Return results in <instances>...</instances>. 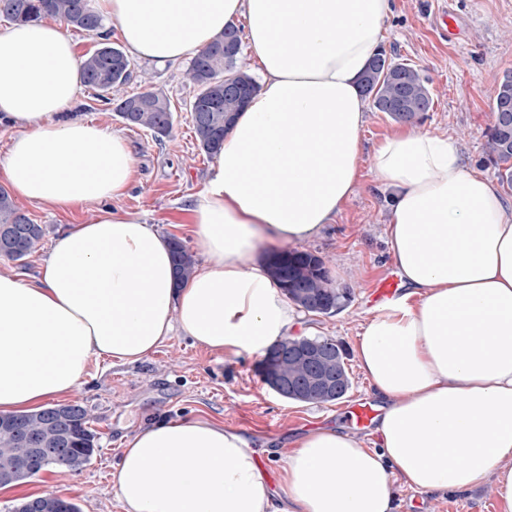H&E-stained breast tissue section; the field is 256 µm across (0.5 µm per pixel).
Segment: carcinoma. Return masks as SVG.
Instances as JSON below:
<instances>
[{
  "mask_svg": "<svg viewBox=\"0 0 512 512\" xmlns=\"http://www.w3.org/2000/svg\"><path fill=\"white\" fill-rule=\"evenodd\" d=\"M0 16L11 21L38 22L46 18L60 19L68 26L104 38L100 33V19L86 7L85 0H0ZM242 30L227 29L208 46L199 50L183 72V81L194 88L189 101L195 139L208 156L217 152L224 141L226 116L236 119L244 104L224 97V82L239 84L247 95L258 85L241 65ZM133 77V63L127 54L109 42L102 41L82 61V84L102 101L115 104V110L128 126L147 129L156 138L170 135L173 128V110L168 96L144 82L143 91L129 95L125 91ZM428 80L411 64L393 61L386 69L369 64L361 84L364 94L370 96L374 107L386 113L397 123H410L430 110L432 94ZM512 104V76L507 74L498 83L495 95L493 121L487 130L486 150L490 160L498 167L501 182L512 187V122L499 119L500 108ZM24 225L27 235L17 248V254L8 260H20L30 255L45 235V228L33 222L10 192L0 187V231ZM176 280L187 279L194 271L196 260L188 246L179 239L172 242ZM291 262L305 283L303 288L286 286L284 261ZM267 272L289 300L304 307L303 299H316L319 309L306 308L308 313L331 314L349 301L350 293L333 286L325 259L316 250L286 249L267 259ZM291 381L306 375L307 366L299 358L290 357L277 365ZM327 368L336 376L343 390L351 381L343 360L331 355ZM30 430L41 435L45 442L34 467L25 468L21 458L27 450L15 443L12 434L0 429V486H6L38 475L49 466L80 469L95 452V435L90 429V414L77 405V414L69 423L60 426L38 416V413L17 414Z\"/></svg>",
  "mask_w": 512,
  "mask_h": 512,
  "instance_id": "cac0c4a2",
  "label": "carcinoma"
}]
</instances>
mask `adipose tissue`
<instances>
[{
    "instance_id": "ef3b65f1",
    "label": "adipose tissue",
    "mask_w": 512,
    "mask_h": 512,
    "mask_svg": "<svg viewBox=\"0 0 512 512\" xmlns=\"http://www.w3.org/2000/svg\"><path fill=\"white\" fill-rule=\"evenodd\" d=\"M128 55L175 64L235 18L259 88L211 158L190 209L202 264L176 283L169 240L112 209L132 182L125 137L72 115L82 61L63 22L0 31V160L16 198L89 216L37 278L0 271V415L71 395L92 361L135 364L173 334L219 357L265 353L299 310L258 259L335 223L360 179L361 76L392 0H88ZM389 253L405 290L355 345L386 404L374 447L333 427L302 433L282 492L234 429L162 419L115 465L124 512H395L393 476L426 493L489 484L512 512V201L467 169L455 141L405 124L378 142Z\"/></svg>"
}]
</instances>
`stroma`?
I'll list each match as a JSON object with an SVG mask.
<instances>
[{
    "label": "stroma",
    "instance_id": "stroma-1",
    "mask_svg": "<svg viewBox=\"0 0 512 512\" xmlns=\"http://www.w3.org/2000/svg\"><path fill=\"white\" fill-rule=\"evenodd\" d=\"M382 46L389 56L407 60L427 78L433 106L416 124L420 131L449 134L459 145L468 168L497 179V168L484 153L495 88L512 73V0H394L384 23ZM128 92L140 89V76L169 97L174 113L170 136L127 126L112 106L82 91L75 115L120 132L135 157L132 187L119 209L137 214L162 234L193 242L188 209L206 183L211 161L200 150L186 105L193 89L182 79V66L134 63ZM397 127L395 121L368 108L362 131L365 155L361 183L335 224L303 246L328 260L337 287L351 298L329 315L305 314L297 328L307 336L343 343L350 354L346 367L351 387L344 399L304 404L275 393L259 372L260 354L218 357L185 337L174 335L143 362L121 365L94 361L86 382L72 399L90 410L98 452L81 469L51 466L38 476L0 487V512L47 492L72 499L81 512H124L111 479L124 442L141 425L162 418L205 417L232 427L256 452L260 472L271 489L281 487L282 458L294 435L318 426L349 431L346 405L370 397L371 389L351 351L375 303L367 294L395 267L388 251L385 220L387 193L377 181L369 154ZM28 216L44 225L37 249L20 261L0 259V269L33 276L55 239L79 223L80 209L60 210L27 202ZM396 512H497L492 486L470 494L420 493L403 483L394 489Z\"/></svg>",
    "mask_w": 512,
    "mask_h": 512
}]
</instances>
